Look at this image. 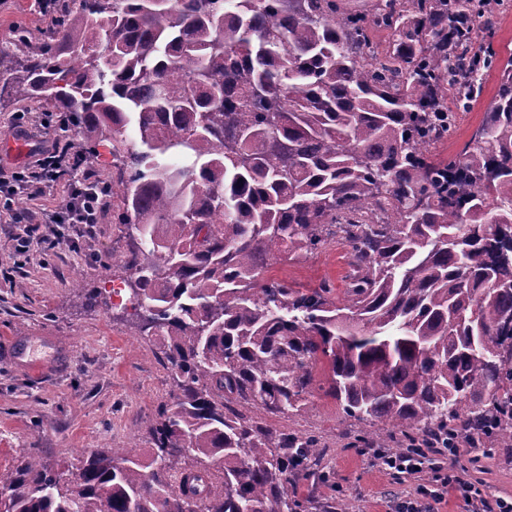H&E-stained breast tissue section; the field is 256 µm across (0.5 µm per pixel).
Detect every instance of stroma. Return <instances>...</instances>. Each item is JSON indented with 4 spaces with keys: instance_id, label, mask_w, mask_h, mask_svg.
Here are the masks:
<instances>
[{
    "instance_id": "35a3bbf8",
    "label": "stroma",
    "mask_w": 512,
    "mask_h": 512,
    "mask_svg": "<svg viewBox=\"0 0 512 512\" xmlns=\"http://www.w3.org/2000/svg\"><path fill=\"white\" fill-rule=\"evenodd\" d=\"M497 72L483 80L481 96L467 110L457 111V130L444 153L457 152L482 123L497 88ZM24 115L29 134L27 152H12L11 125ZM56 113L36 104L28 111L7 102L0 105V161L23 171L41 147L62 138ZM16 224L0 218V337L35 336L47 372L36 376L0 358V474L9 473L27 449L40 451L43 462L59 467L77 463L98 448L136 446L147 449V431L156 409L174 388L171 373L160 360L153 338L138 335L129 321V289L113 266L129 255L123 225L104 213L90 231L81 226L41 225V233L69 238L68 246L48 254L33 242L31 259L13 266ZM275 275L300 287L326 280L344 290L348 266L340 246L330 245L307 262L273 259ZM81 287H72L73 279ZM273 426L317 436L325 447L321 467L330 477L319 490L312 512L336 507L338 512H394L397 505L433 488L445 456L431 452L418 475L390 474L375 466L371 449L354 448L349 434L358 422L343 420L335 400L314 392L307 413L285 415ZM462 474L488 501L512 500V447L485 449L465 444L455 460Z\"/></svg>"
}]
</instances>
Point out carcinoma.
<instances>
[{
	"label": "carcinoma",
	"mask_w": 512,
	"mask_h": 512,
	"mask_svg": "<svg viewBox=\"0 0 512 512\" xmlns=\"http://www.w3.org/2000/svg\"><path fill=\"white\" fill-rule=\"evenodd\" d=\"M492 2L49 0L38 34L14 29L0 94L63 113L85 165L106 145L120 164L135 329L175 391L151 456L96 450L73 492L30 452L0 475V512H308L319 439L247 412L302 414L317 388L359 444L377 422L402 448L512 442V53L474 40ZM493 69L482 124L436 154L448 93L476 100ZM333 241L342 297L270 274Z\"/></svg>",
	"instance_id": "carcinoma-1"
}]
</instances>
